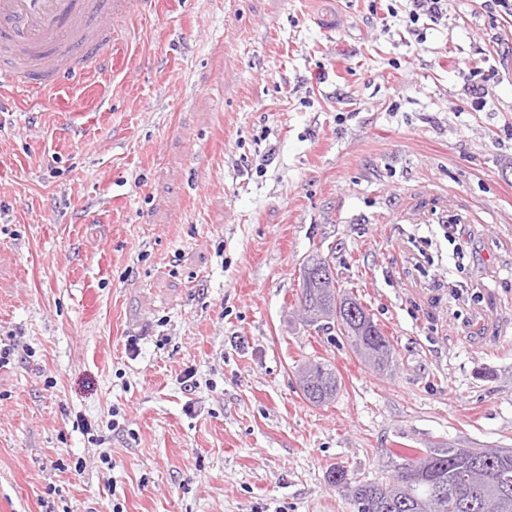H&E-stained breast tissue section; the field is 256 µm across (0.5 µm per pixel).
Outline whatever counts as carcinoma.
<instances>
[{"label":"carcinoma","mask_w":512,"mask_h":512,"mask_svg":"<svg viewBox=\"0 0 512 512\" xmlns=\"http://www.w3.org/2000/svg\"><path fill=\"white\" fill-rule=\"evenodd\" d=\"M302 299L321 314L340 302L352 304L360 315L359 322L342 320L335 324L313 315L305 318L307 325L317 332L336 328L343 335L353 353L363 357L366 350L375 352L376 359L368 365L385 370L392 366L395 348L390 339L370 317L357 299L336 287V280L302 284ZM308 379L299 381L304 398L322 406L336 397L339 377L332 365L314 361L306 365ZM406 462L427 466V476L405 481L397 486L383 482H362L349 477L348 470L334 468L329 480L341 489L356 508V512H512L484 497L480 488L468 483V477L497 474L508 482L512 495V450L494 457L482 448H409Z\"/></svg>","instance_id":"1"}]
</instances>
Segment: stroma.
<instances>
[{"label": "stroma", "mask_w": 512, "mask_h": 512, "mask_svg": "<svg viewBox=\"0 0 512 512\" xmlns=\"http://www.w3.org/2000/svg\"><path fill=\"white\" fill-rule=\"evenodd\" d=\"M130 27L122 69L0 112V512H354L333 467L512 448V10L161 0ZM316 256L392 370L303 322ZM405 7L407 23L410 27L415 25L421 16H425L435 23L441 19L448 10L447 0H406ZM308 368V379L299 380L304 398L312 404L322 406L335 398L339 388V377L331 364L314 361L305 365L300 372Z\"/></svg>", "instance_id": "35a3bbf8"}]
</instances>
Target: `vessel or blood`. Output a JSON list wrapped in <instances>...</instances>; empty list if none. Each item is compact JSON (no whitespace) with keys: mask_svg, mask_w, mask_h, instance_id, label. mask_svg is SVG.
Here are the masks:
<instances>
[{"mask_svg":"<svg viewBox=\"0 0 512 512\" xmlns=\"http://www.w3.org/2000/svg\"><path fill=\"white\" fill-rule=\"evenodd\" d=\"M156 8V0H0V107L116 69L108 28Z\"/></svg>","mask_w":512,"mask_h":512,"instance_id":"1","label":"vessel or blood"}]
</instances>
